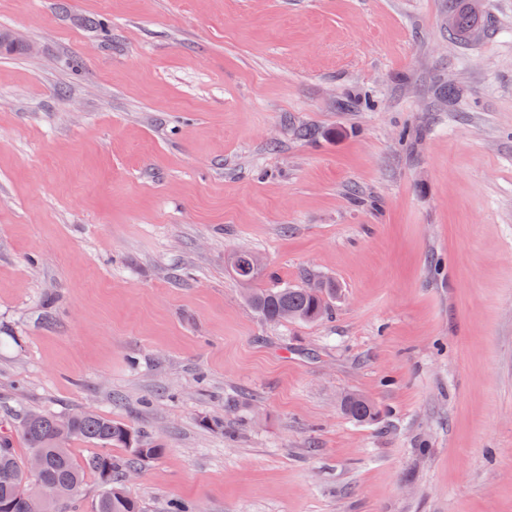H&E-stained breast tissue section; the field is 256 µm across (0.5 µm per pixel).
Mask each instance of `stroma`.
Returning <instances> with one entry per match:
<instances>
[{"mask_svg":"<svg viewBox=\"0 0 512 512\" xmlns=\"http://www.w3.org/2000/svg\"><path fill=\"white\" fill-rule=\"evenodd\" d=\"M449 6L0 0L19 455L83 409L161 445L149 512H512V0L465 41ZM239 248L335 282L324 318L263 320ZM343 410L346 415L359 422L372 420L377 414L375 405L359 394L347 396L343 401Z\"/></svg>","mask_w":512,"mask_h":512,"instance_id":"stroma-1","label":"stroma"}]
</instances>
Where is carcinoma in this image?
<instances>
[{
  "instance_id": "1",
  "label": "carcinoma",
  "mask_w": 512,
  "mask_h": 512,
  "mask_svg": "<svg viewBox=\"0 0 512 512\" xmlns=\"http://www.w3.org/2000/svg\"><path fill=\"white\" fill-rule=\"evenodd\" d=\"M459 9L451 17L455 34L464 36L479 24L476 12L467 0H458ZM230 267L238 281L248 290V302L265 320L280 322H314L323 317L327 301L336 296V283L323 282L317 294L306 288H258L262 267L258 256L246 250L230 259ZM343 410L359 421L373 419L377 410L366 397L351 394L343 401ZM21 435L29 453H39L43 468L36 474L26 471V460L12 448L7 436L0 437V512H27V503L17 491V484L35 486L56 482L68 487V493L53 501L52 512H67L84 477L93 473L102 482L103 490L95 512H143L140 503L130 497L114 481L115 474L138 461L162 454L163 449L144 433L93 411L81 415H54L40 411L24 414L20 421ZM84 440L102 448H128L132 457L119 463L109 454L98 453L79 461L69 449L70 442Z\"/></svg>"
}]
</instances>
